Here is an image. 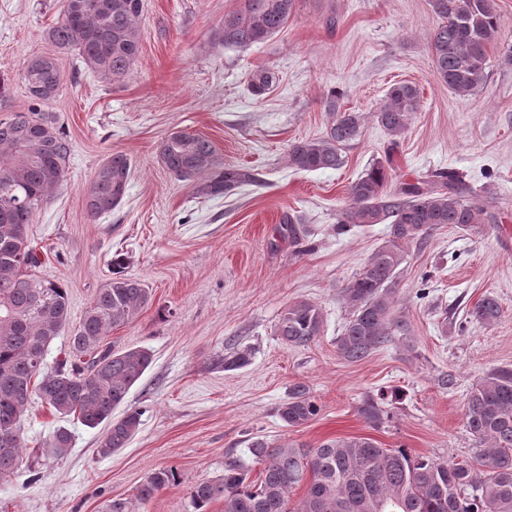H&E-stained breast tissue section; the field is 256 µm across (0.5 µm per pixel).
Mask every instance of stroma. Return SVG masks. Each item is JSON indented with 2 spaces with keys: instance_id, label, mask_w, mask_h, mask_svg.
<instances>
[{
  "instance_id": "1",
  "label": "stroma",
  "mask_w": 512,
  "mask_h": 512,
  "mask_svg": "<svg viewBox=\"0 0 512 512\" xmlns=\"http://www.w3.org/2000/svg\"><path fill=\"white\" fill-rule=\"evenodd\" d=\"M497 3L504 24L487 81L463 99L434 73L429 37L437 18L429 0H299L287 27L247 49L211 41L239 0H145L140 54L129 75L111 84L49 40L59 0H0L7 111L27 108L26 60L54 56L63 83L49 109L72 139L67 179L30 226L37 276L67 288L75 321L111 278L113 254H125L128 273L153 294L135 321L104 341L153 354L127 400L141 413L137 435L103 457L101 430L72 424L69 455L42 460L38 482L23 476L0 486V512H104L112 499L134 498L163 467L176 470L177 483L137 512H191L189 486L222 477L225 463L254 438L276 448L367 436L443 462L472 454L467 395L485 371L512 365V67L499 61L512 51V0ZM260 68L280 78L261 98L248 86ZM399 81L415 83L421 103L394 142L374 114ZM332 89L362 114L360 136L343 150L340 168L289 167L293 142L324 133L322 101ZM175 131L209 139L225 163L254 168L259 184L224 197L196 195L159 157ZM389 151L391 188L452 169L485 191L502 222L483 237L447 224L411 244L397 308L407 336L351 363L336 352L348 316L342 290L386 240L387 227L340 235L336 218L350 185ZM115 152L132 163L126 196L112 214L88 220L84 193ZM286 214L297 219L301 246L282 234ZM424 284L430 294L417 298ZM487 294L497 298L500 318L468 320ZM299 300L321 308L323 333L310 346L290 348L276 326ZM236 354L247 364L225 369V357ZM297 384L310 389L321 411L293 428L278 408ZM382 390L394 399L376 427L360 408Z\"/></svg>"
}]
</instances>
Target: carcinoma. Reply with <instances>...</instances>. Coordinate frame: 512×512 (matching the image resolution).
Instances as JSON below:
<instances>
[{
	"label": "carcinoma",
	"instance_id": "cac0c4a2",
	"mask_svg": "<svg viewBox=\"0 0 512 512\" xmlns=\"http://www.w3.org/2000/svg\"><path fill=\"white\" fill-rule=\"evenodd\" d=\"M437 24L429 49L437 77L456 96H471L487 79L489 52L498 40L502 17L497 0H429ZM144 0H60L57 22L49 39L73 50L82 68L105 83L125 78L141 49ZM296 9V0H240L224 15L213 41L224 47L247 48L281 32ZM63 82L56 59L34 55L24 65L30 100L25 112L0 118V483L22 471L29 481L39 478L37 454L28 451L21 422L37 399L51 413L95 429L105 428L99 453L110 456L126 447L141 424V413L127 409L131 389L152 363L145 348L115 351L101 348L110 332L134 321L152 301V291L125 273L127 259L112 256V277L101 287L76 324L62 284L39 279L41 263L30 238L36 211L65 180L72 144L56 116L45 110ZM278 76L265 68L250 73L252 94L262 97ZM420 106V92L410 82L390 86L376 117L392 143L408 129ZM327 116L322 136L291 145L289 164L301 171L337 169L342 151L360 134L363 116L342 109L336 91L323 100ZM164 166L200 196L216 197L258 181L244 166L226 165L207 138L183 131L161 145ZM391 156L374 161L349 188V204L340 209L338 230L351 224H386L388 239L379 245L342 289L349 309L336 349L347 362L362 361L407 335L397 317L401 266L407 247L445 224L475 236L499 223L489 202L457 172L437 170L400 183L391 192ZM131 163L119 152L98 167L84 197V211L96 220L123 201ZM501 306L491 294L482 297L469 317L491 324ZM321 308L298 301L281 314L277 333L285 345L307 347L323 332ZM69 332L68 352L55 366H46L51 344ZM87 357L81 361V357ZM388 397L366 400L360 413L375 426L383 423ZM319 413L309 390L298 384L278 408L290 427L307 424ZM466 429L475 444L470 458L441 462L412 455L406 449L381 448L369 437L330 439L315 448L287 444L271 448L262 439L247 451L262 465L257 479L241 460L224 466V476L202 480L189 488L193 512H208L214 502L223 512H512V367L487 370L466 401ZM74 447L73 432L59 426L44 451L57 458ZM171 468L152 471L138 488L145 504L175 483ZM305 491L293 503L290 494Z\"/></svg>",
	"mask_w": 512,
	"mask_h": 512
}]
</instances>
